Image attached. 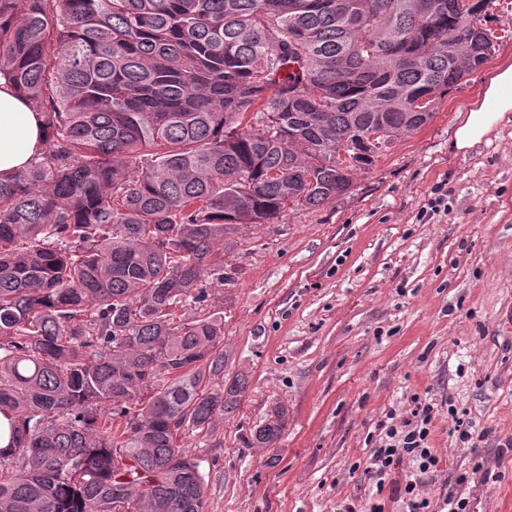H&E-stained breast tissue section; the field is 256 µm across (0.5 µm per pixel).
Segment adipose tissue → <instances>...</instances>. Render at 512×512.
I'll list each match as a JSON object with an SVG mask.
<instances>
[{"label":"adipose tissue","mask_w":512,"mask_h":512,"mask_svg":"<svg viewBox=\"0 0 512 512\" xmlns=\"http://www.w3.org/2000/svg\"><path fill=\"white\" fill-rule=\"evenodd\" d=\"M512 112V63L505 62L485 79L479 97L459 114L454 147L472 148ZM46 128L13 84L0 78V177L7 179L26 168L41 152Z\"/></svg>","instance_id":"ef3b65f1"}]
</instances>
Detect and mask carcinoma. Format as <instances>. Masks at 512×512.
<instances>
[{
    "label": "carcinoma",
    "mask_w": 512,
    "mask_h": 512,
    "mask_svg": "<svg viewBox=\"0 0 512 512\" xmlns=\"http://www.w3.org/2000/svg\"><path fill=\"white\" fill-rule=\"evenodd\" d=\"M486 0H0V76L43 151L0 179V512H206L200 460L246 379L232 225L346 194L489 59ZM282 407L251 445H272ZM121 424L112 430V421Z\"/></svg>",
    "instance_id": "1"
}]
</instances>
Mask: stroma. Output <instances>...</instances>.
Here are the masks:
<instances>
[{
    "label": "stroma",
    "mask_w": 512,
    "mask_h": 512,
    "mask_svg": "<svg viewBox=\"0 0 512 512\" xmlns=\"http://www.w3.org/2000/svg\"><path fill=\"white\" fill-rule=\"evenodd\" d=\"M479 19L499 36L491 58L442 94L422 130L336 201L286 208L225 247L232 278L208 282L206 309L224 321L225 377L249 383L214 434L182 444L202 460L207 512H343L375 493L385 512H407L399 488L412 465L381 491L366 467L380 420L408 415L415 395L439 409V470L418 481L431 512L451 494L472 512H512V453H498L512 437V112L472 149L451 147L458 112L512 61V0H487ZM452 404L488 429L478 449L449 436ZM278 405L281 438L248 447ZM478 455L498 481L473 473Z\"/></svg>",
    "instance_id": "1"
}]
</instances>
